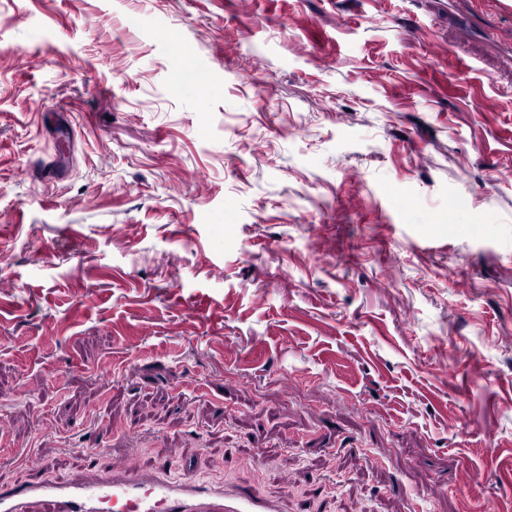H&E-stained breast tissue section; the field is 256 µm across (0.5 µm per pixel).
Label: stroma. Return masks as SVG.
<instances>
[{
	"label": "stroma",
	"mask_w": 512,
	"mask_h": 512,
	"mask_svg": "<svg viewBox=\"0 0 512 512\" xmlns=\"http://www.w3.org/2000/svg\"><path fill=\"white\" fill-rule=\"evenodd\" d=\"M0 254V485L512 512V50L439 0H0Z\"/></svg>",
	"instance_id": "35a3bbf8"
}]
</instances>
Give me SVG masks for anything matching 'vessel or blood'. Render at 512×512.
<instances>
[{
    "label": "vessel or blood",
    "mask_w": 512,
    "mask_h": 512,
    "mask_svg": "<svg viewBox=\"0 0 512 512\" xmlns=\"http://www.w3.org/2000/svg\"><path fill=\"white\" fill-rule=\"evenodd\" d=\"M456 2L464 15L483 19L493 41L512 42V28L497 25L500 17L512 15V0ZM29 466L35 477L27 484L0 485V512H28L34 501L43 502L45 512H286L280 501L245 487L210 484L190 474L176 477L164 464L141 468L130 452L104 463L88 456V475L81 480L41 477L44 463L37 457Z\"/></svg>",
    "instance_id": "1"
}]
</instances>
